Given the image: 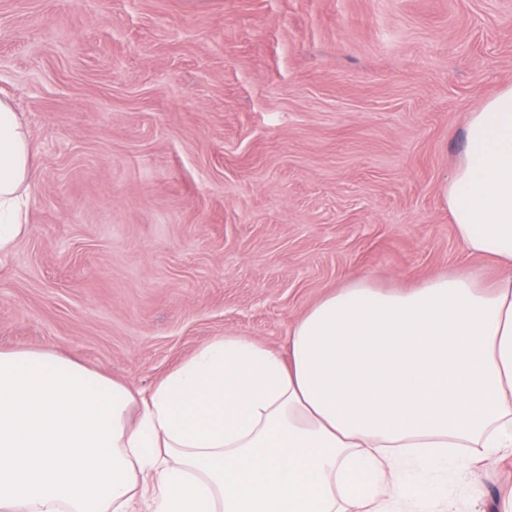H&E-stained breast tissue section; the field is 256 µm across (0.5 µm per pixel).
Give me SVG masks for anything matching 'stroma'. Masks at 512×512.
<instances>
[{
	"label": "stroma",
	"mask_w": 512,
	"mask_h": 512,
	"mask_svg": "<svg viewBox=\"0 0 512 512\" xmlns=\"http://www.w3.org/2000/svg\"><path fill=\"white\" fill-rule=\"evenodd\" d=\"M512 84V0H0V97L36 176L0 349L148 393L214 337L282 352L358 278L462 268L441 188ZM461 512L512 494V458Z\"/></svg>",
	"instance_id": "35a3bbf8"
}]
</instances>
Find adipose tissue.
<instances>
[{"label": "adipose tissue", "instance_id": "adipose-tissue-1", "mask_svg": "<svg viewBox=\"0 0 512 512\" xmlns=\"http://www.w3.org/2000/svg\"><path fill=\"white\" fill-rule=\"evenodd\" d=\"M33 168L0 98V254ZM442 196L493 281L358 279L286 352L220 336L137 398L54 349L0 351V512H450L425 474L512 452V86L470 114Z\"/></svg>", "mask_w": 512, "mask_h": 512}]
</instances>
